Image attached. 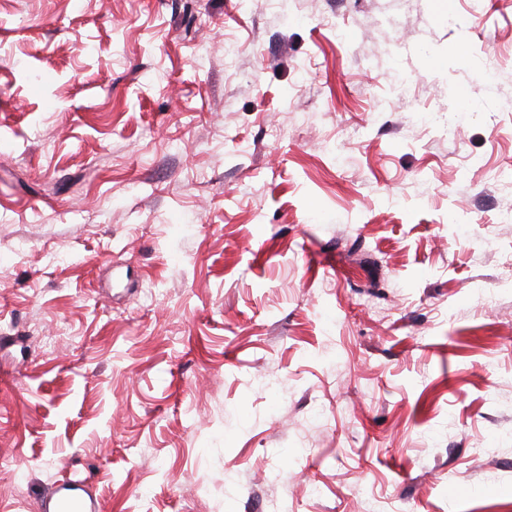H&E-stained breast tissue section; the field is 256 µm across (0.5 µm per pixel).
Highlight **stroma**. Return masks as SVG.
<instances>
[{
  "label": "stroma",
  "instance_id": "stroma-1",
  "mask_svg": "<svg viewBox=\"0 0 512 512\" xmlns=\"http://www.w3.org/2000/svg\"><path fill=\"white\" fill-rule=\"evenodd\" d=\"M68 481L512 512V0H0V512Z\"/></svg>",
  "mask_w": 512,
  "mask_h": 512
}]
</instances>
